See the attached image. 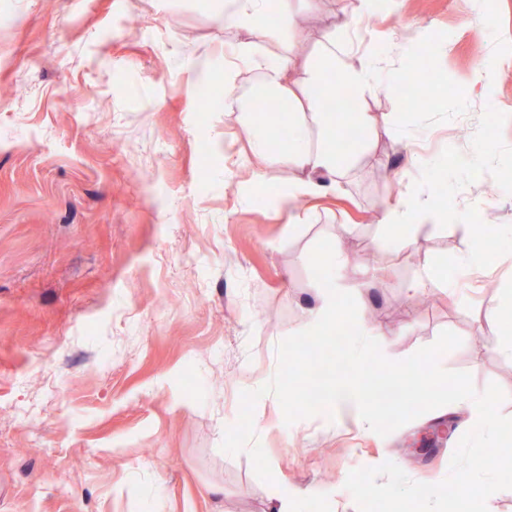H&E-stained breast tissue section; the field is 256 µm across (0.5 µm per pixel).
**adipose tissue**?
Wrapping results in <instances>:
<instances>
[{"instance_id":"1","label":"adipose tissue","mask_w":512,"mask_h":512,"mask_svg":"<svg viewBox=\"0 0 512 512\" xmlns=\"http://www.w3.org/2000/svg\"><path fill=\"white\" fill-rule=\"evenodd\" d=\"M278 2V32L287 35L288 46L280 52L267 53L260 51L250 36L260 31L268 0H223L219 16L224 28L249 35L248 40L238 42L224 58V109L246 113L255 97L266 95L284 101L295 113V121L288 126L284 159L297 175L282 194L283 200L292 202L303 195H319L339 187L338 178L350 159L337 147L338 126L327 104L340 88L347 91L351 104H358L364 94L375 89V74L385 63L374 52L350 60L343 35L355 19L379 13L384 0H358L354 14L337 17L334 32L322 42L316 59L302 68L295 57L296 36L302 28L301 12L294 0ZM245 73L250 74L254 89L240 96L236 93L237 81ZM440 219L428 195L421 191L414 198L397 199L381 217L385 224L415 225L420 233L437 227ZM490 399L486 392L462 385L455 388L452 408L463 430L484 439L492 438L487 416Z\"/></svg>"}]
</instances>
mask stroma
I'll use <instances>...</instances> for the list:
<instances>
[{"instance_id": "1", "label": "stroma", "mask_w": 512, "mask_h": 512, "mask_svg": "<svg viewBox=\"0 0 512 512\" xmlns=\"http://www.w3.org/2000/svg\"><path fill=\"white\" fill-rule=\"evenodd\" d=\"M355 2L313 0L300 61ZM212 5L0 0V512H272L280 487L294 512H512V468L488 466L445 406L383 437L339 410L285 424L267 394L253 427L274 484L221 449L241 392L306 330L336 254L387 358L461 338L441 361L493 394L496 441L512 448V358L498 347L512 315L477 275L462 295L436 277L408 290L471 249L462 223L512 225V0H397L361 20L355 48L393 64L410 49L447 88L413 110L380 75L337 115L379 122L340 138V189L290 206L277 193L292 170L273 161V182H256L244 120L224 109L238 36ZM422 187L452 217L411 243L379 217ZM435 433L437 452L413 458ZM368 478L369 502L353 493Z\"/></svg>"}]
</instances>
